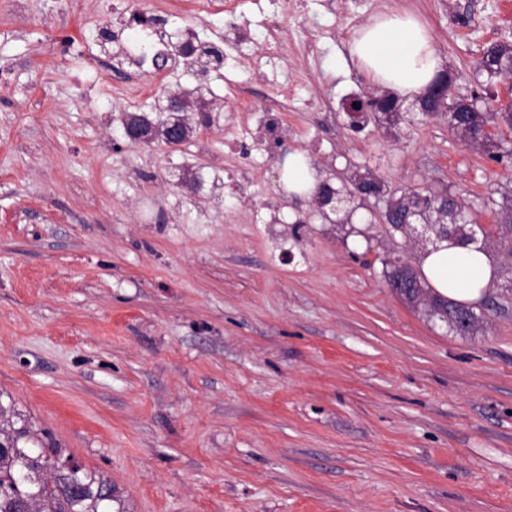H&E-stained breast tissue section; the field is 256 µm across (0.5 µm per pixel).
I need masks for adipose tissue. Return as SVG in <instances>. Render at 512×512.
I'll list each match as a JSON object with an SVG mask.
<instances>
[{"label":"adipose tissue","mask_w":512,"mask_h":512,"mask_svg":"<svg viewBox=\"0 0 512 512\" xmlns=\"http://www.w3.org/2000/svg\"><path fill=\"white\" fill-rule=\"evenodd\" d=\"M348 58L376 83L408 100L426 92L441 64L429 30L416 16L398 11L360 28L349 44ZM420 271L439 295L469 304L482 298L497 275V263L478 244L443 241L422 255Z\"/></svg>","instance_id":"ef3b65f1"}]
</instances>
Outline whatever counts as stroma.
I'll return each mask as SVG.
<instances>
[{
  "label": "stroma",
  "instance_id": "obj_1",
  "mask_svg": "<svg viewBox=\"0 0 512 512\" xmlns=\"http://www.w3.org/2000/svg\"><path fill=\"white\" fill-rule=\"evenodd\" d=\"M134 8L219 45L249 26L211 88L264 103L299 84L282 145L225 111L186 113L175 149L127 140L125 114L172 80L134 65ZM392 8L463 94L512 33V0H307L260 78L259 0H0V418L110 482V512H512V271L460 335L387 288L382 225L325 223L281 177L298 152L492 222L512 167L446 120L348 126L343 97L375 84L343 66L344 25Z\"/></svg>",
  "mask_w": 512,
  "mask_h": 512
}]
</instances>
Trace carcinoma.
Instances as JSON below:
<instances>
[{
  "label": "carcinoma",
  "mask_w": 512,
  "mask_h": 512,
  "mask_svg": "<svg viewBox=\"0 0 512 512\" xmlns=\"http://www.w3.org/2000/svg\"><path fill=\"white\" fill-rule=\"evenodd\" d=\"M138 27L134 33L139 47L136 63L146 62L156 70L172 66L177 60L187 61L207 76L219 72L224 64V51L217 45L203 40L200 34L180 27L166 28L167 20L139 14L131 18ZM481 87L512 78V44L496 42L483 50L476 63ZM204 84L187 91L179 86L166 92L163 104L157 108L158 115L152 119L144 112H129L126 122L139 125L141 143L151 144L157 140L167 143L168 126L182 117V113L193 108V95H203ZM482 100L474 90L463 95L448 86L447 95L436 103H417L414 111L425 116L442 117L448 128L466 145L481 150L492 161L504 163L512 160V146L502 135L499 124L512 130L511 112L476 111L471 104ZM342 108L350 119V128L359 132L371 121L387 125L395 124L401 117L402 104L394 95L379 90L368 94H353L342 102ZM315 184L321 186L323 205L319 206L324 221L334 224L335 216L345 209H364L368 219L378 222L377 215L385 217V233L394 238L406 232V224L433 226L432 237H445L449 241L463 244L479 243L482 247L499 248L505 259H512V223H494L489 231L475 230V221L450 225L448 214L465 211V203L450 190L434 192L429 187L393 189L380 177L357 169H350L340 184L317 175ZM486 207L499 217L512 210V195L504 194L501 200L488 198ZM383 274L392 290L408 305L415 307L424 294L425 282L419 271L400 257L383 261ZM464 306L439 297L433 308L426 310L432 321H440L457 332L470 333L477 330L479 319L472 317L464 323L458 312ZM27 431L17 429L14 433L0 428V512H105L106 503L112 501V487L71 462L54 448L40 443L33 448L22 442ZM57 472L55 484L42 479L44 471Z\"/></svg>",
  "instance_id": "1"
}]
</instances>
